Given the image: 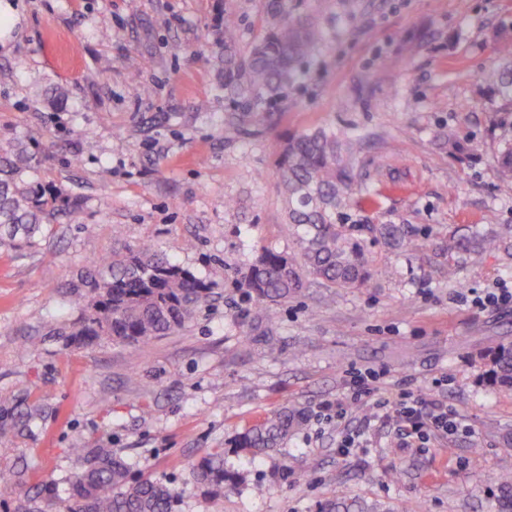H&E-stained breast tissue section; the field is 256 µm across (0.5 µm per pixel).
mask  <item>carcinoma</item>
Here are the masks:
<instances>
[{
  "mask_svg": "<svg viewBox=\"0 0 512 512\" xmlns=\"http://www.w3.org/2000/svg\"><path fill=\"white\" fill-rule=\"evenodd\" d=\"M275 14L284 15L245 56L238 52V34L232 22L224 24V87L247 106L225 131L245 132L244 123L256 116L268 100L294 81L299 69L325 40L319 21L309 15L290 16L284 0H271ZM499 96L512 103V63L489 75ZM363 137L356 132L315 128L288 138L278 166L288 199V223L295 246L285 254L265 249L250 265L246 286L257 300L280 304L301 295L308 284L328 288H365L374 273V259L358 233L377 235L393 246L418 251L422 245L399 224H372L365 216L366 197L353 201L357 176L354 163ZM503 186L512 188V140L496 156ZM33 170L31 154L23 147L0 149V244L13 249L30 247L47 226L79 200L59 191L46 192L40 183L23 179ZM499 238L474 234L456 242L466 255L479 259L495 251ZM72 291L86 300L85 310L68 327L52 328L50 335L67 346L101 342L146 345L159 336L180 330L210 299L212 287L190 270L174 263L148 242L112 253ZM488 375L493 384L512 388V343L490 354ZM37 410H22L21 402L0 405V437L27 429ZM306 421L304 411L284 407L240 433L235 447L253 456L271 451ZM80 472L67 476L69 496L65 512H176L179 495L168 484L135 477L129 464L110 448H74ZM190 478L196 489L212 498L243 480L224 469V453L210 452L193 466ZM501 496L497 512H512V474L496 478ZM18 491L16 512H59L56 495H30L24 482L13 481ZM320 512H383L377 505L349 498L342 492L327 500Z\"/></svg>",
  "mask_w": 512,
  "mask_h": 512,
  "instance_id": "obj_1",
  "label": "carcinoma"
}]
</instances>
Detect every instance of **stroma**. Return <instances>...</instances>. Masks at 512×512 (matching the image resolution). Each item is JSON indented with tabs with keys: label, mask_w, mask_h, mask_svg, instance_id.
<instances>
[{
	"label": "stroma",
	"mask_w": 512,
	"mask_h": 512,
	"mask_svg": "<svg viewBox=\"0 0 512 512\" xmlns=\"http://www.w3.org/2000/svg\"><path fill=\"white\" fill-rule=\"evenodd\" d=\"M23 5L0 50V146L27 145L36 180L81 206L31 248H0V400L42 410L31 433L0 438V475L24 472L36 492L80 470L73 449L102 446L172 483L178 512H318L339 490L393 512H496L495 478L512 472V391L481 376L487 353L512 343V303L484 298L512 289V190L494 162L512 106L487 75L512 0H287L326 38L235 139L224 135L242 110L224 89V23L247 52L274 22L270 0ZM328 126L365 136L369 217L406 225L423 247L374 240L368 287L259 302L243 272L260 249L293 245L279 155L289 136ZM116 224L123 244L152 242L210 283V301L146 346H62L48 330L84 306L68 286L111 256ZM476 231L501 237L478 263L454 248ZM351 371L447 403L457 428L420 438L367 402L346 403L336 422L327 409ZM287 404L307 421L280 448H234ZM345 435L358 440L346 453ZM217 448L243 481L213 501L189 467Z\"/></svg>",
	"instance_id": "35a3bbf8"
}]
</instances>
